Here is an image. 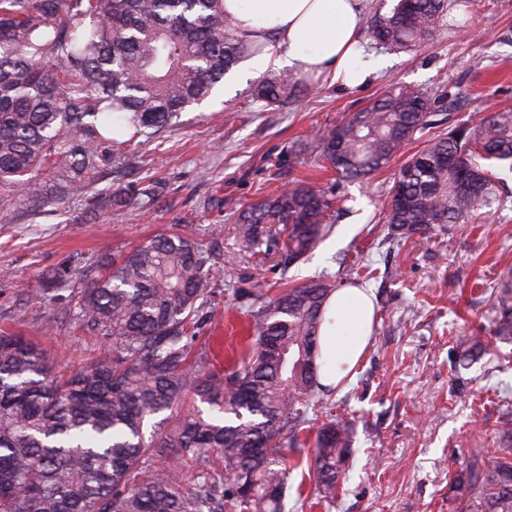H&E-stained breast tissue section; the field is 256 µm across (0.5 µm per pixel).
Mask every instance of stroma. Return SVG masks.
I'll list each match as a JSON object with an SVG mask.
<instances>
[{
	"label": "stroma",
	"mask_w": 512,
	"mask_h": 512,
	"mask_svg": "<svg viewBox=\"0 0 512 512\" xmlns=\"http://www.w3.org/2000/svg\"><path fill=\"white\" fill-rule=\"evenodd\" d=\"M448 12L469 18L470 31L440 28L412 52L365 44L364 56L382 67L362 85L306 75L304 91L276 110L255 98L260 78L242 59L211 99L158 138L132 142L133 159L101 175L97 186L111 189L112 201L71 199L35 217L22 209L1 214L0 330L38 344L59 373L81 369L101 343L75 326L79 273L187 226L210 257L213 294L200 314L226 359L249 342L236 290L273 294L323 273L342 278L362 258L376 270L360 282L374 294V341L330 399L336 420L350 426L344 492L313 512H459L451 474L498 448V419L512 412V343L491 344L468 361L456 344L488 327L491 298L482 285L512 267V173L467 223L398 249L385 241L383 216L401 158L368 180L340 184L313 152L317 131L341 124L394 83L431 102V124L408 146L411 154L459 122L512 107V0H448ZM296 180L337 193L341 203L318 247L288 268L278 247L247 248L245 225L222 207L228 198L256 203ZM149 181L161 187L150 206L128 193ZM64 263L72 278L54 283L53 299L39 298ZM24 294L31 301L21 313ZM286 464L285 512H302L298 498L314 488L310 449L287 450Z\"/></svg>",
	"instance_id": "obj_1"
}]
</instances>
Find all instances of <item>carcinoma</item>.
<instances>
[{
	"mask_svg": "<svg viewBox=\"0 0 512 512\" xmlns=\"http://www.w3.org/2000/svg\"><path fill=\"white\" fill-rule=\"evenodd\" d=\"M445 0H397L367 28L370 40L412 51L443 26ZM224 0H0V213L42 212L56 194L86 198L130 142L157 135L208 99L246 56ZM292 73L261 81L256 98L279 107ZM429 99L392 86L319 134L323 166L364 179L405 153L428 125ZM512 170V108L462 122L407 156L390 189L385 223L401 239L465 222L488 205L499 171ZM338 196L306 182L239 213L246 241L271 242L281 224L284 265L304 260L338 211ZM211 269L191 234H162L118 261L89 266L78 327L106 349L67 378L37 344L0 333V512H282L288 448L311 445L314 499L339 495L351 453L346 427L320 421L318 381L329 275L279 295L243 292L254 329L249 354L205 372L193 350ZM492 338L512 342V270L493 292ZM462 357L487 349L458 339ZM206 415L186 409L189 401ZM178 416L168 434L145 429ZM502 446L450 482L464 512H512V418ZM191 467L186 478L185 467Z\"/></svg>",
	"mask_w": 512,
	"mask_h": 512,
	"instance_id": "cac0c4a2",
	"label": "carcinoma"
}]
</instances>
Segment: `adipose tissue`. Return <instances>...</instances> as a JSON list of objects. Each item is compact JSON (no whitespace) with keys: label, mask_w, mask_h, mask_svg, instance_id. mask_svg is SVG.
Wrapping results in <instances>:
<instances>
[{"label":"adipose tissue","mask_w":512,"mask_h":512,"mask_svg":"<svg viewBox=\"0 0 512 512\" xmlns=\"http://www.w3.org/2000/svg\"><path fill=\"white\" fill-rule=\"evenodd\" d=\"M224 10L238 19L244 39L263 47L251 60L254 72L330 73L355 87L374 70L361 57L363 0H224ZM374 313L363 288H341L329 299L319 338L328 361L319 372L323 386L336 387L354 375L372 336Z\"/></svg>","instance_id":"adipose-tissue-1"}]
</instances>
